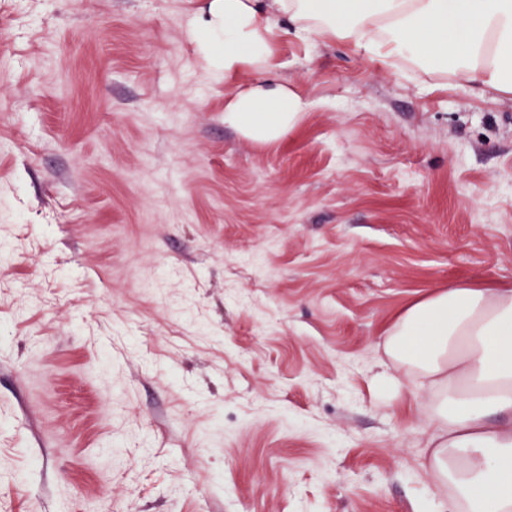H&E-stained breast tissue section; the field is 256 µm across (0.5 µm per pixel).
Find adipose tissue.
Instances as JSON below:
<instances>
[{
	"instance_id": "ef3b65f1",
	"label": "adipose tissue",
	"mask_w": 512,
	"mask_h": 512,
	"mask_svg": "<svg viewBox=\"0 0 512 512\" xmlns=\"http://www.w3.org/2000/svg\"><path fill=\"white\" fill-rule=\"evenodd\" d=\"M285 24L512 98V0H212L198 42L238 85L225 124L258 144L279 141L308 108L273 70ZM383 346L434 390L430 464L452 488L444 512H512V282L433 289L398 315Z\"/></svg>"
}]
</instances>
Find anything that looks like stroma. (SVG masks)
<instances>
[{
	"mask_svg": "<svg viewBox=\"0 0 512 512\" xmlns=\"http://www.w3.org/2000/svg\"><path fill=\"white\" fill-rule=\"evenodd\" d=\"M208 3L0 0V512L447 502L381 338L512 281V99L282 34L310 108L260 145Z\"/></svg>",
	"mask_w": 512,
	"mask_h": 512,
	"instance_id": "1",
	"label": "stroma"
}]
</instances>
